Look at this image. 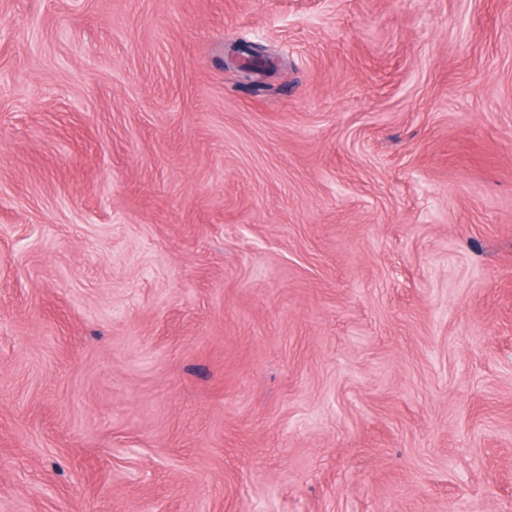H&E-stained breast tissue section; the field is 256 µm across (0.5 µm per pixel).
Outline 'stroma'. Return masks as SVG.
Masks as SVG:
<instances>
[{"label": "stroma", "instance_id": "stroma-1", "mask_svg": "<svg viewBox=\"0 0 512 512\" xmlns=\"http://www.w3.org/2000/svg\"><path fill=\"white\" fill-rule=\"evenodd\" d=\"M77 498L512 512V0H0V512Z\"/></svg>", "mask_w": 512, "mask_h": 512}]
</instances>
